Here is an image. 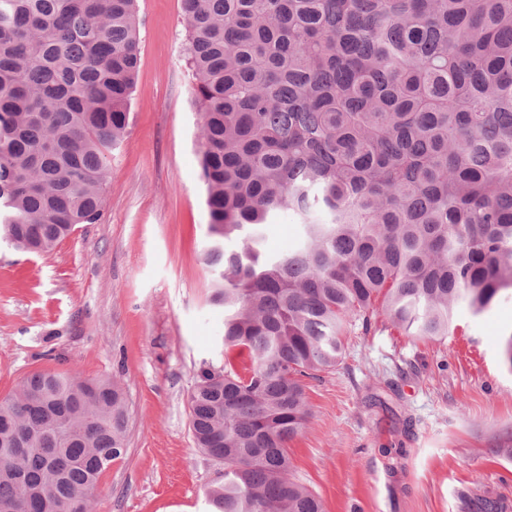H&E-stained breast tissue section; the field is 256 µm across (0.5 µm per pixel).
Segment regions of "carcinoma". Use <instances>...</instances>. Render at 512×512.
Masks as SVG:
<instances>
[{
	"label": "carcinoma",
	"mask_w": 512,
	"mask_h": 512,
	"mask_svg": "<svg viewBox=\"0 0 512 512\" xmlns=\"http://www.w3.org/2000/svg\"><path fill=\"white\" fill-rule=\"evenodd\" d=\"M224 351L188 394L214 512H325L291 477L304 379L346 327L445 337L512 291V0H181ZM136 0H0V230L51 252L97 223L129 124ZM292 214L296 251L263 249ZM113 379L0 397V512H91L126 452Z\"/></svg>",
	"instance_id": "1"
}]
</instances>
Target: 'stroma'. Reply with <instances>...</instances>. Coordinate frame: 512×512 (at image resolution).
Instances as JSON below:
<instances>
[{"instance_id": "35a3bbf8", "label": "stroma", "mask_w": 512, "mask_h": 512, "mask_svg": "<svg viewBox=\"0 0 512 512\" xmlns=\"http://www.w3.org/2000/svg\"><path fill=\"white\" fill-rule=\"evenodd\" d=\"M139 68L113 151L105 210L48 254L0 245V396L26 374L111 378L127 411L125 456L93 512H211L224 467L198 451L188 393L222 367L224 308L200 180L199 115L179 60L180 0H138ZM512 299L454 309L445 338L356 324L336 368L308 380L291 474L326 512H512Z\"/></svg>"}]
</instances>
